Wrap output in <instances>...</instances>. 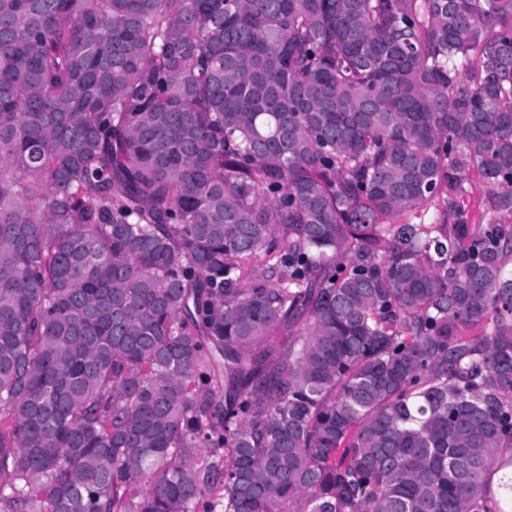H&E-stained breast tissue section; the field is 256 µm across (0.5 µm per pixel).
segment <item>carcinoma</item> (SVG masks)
<instances>
[{
	"instance_id": "obj_1",
	"label": "carcinoma",
	"mask_w": 512,
	"mask_h": 512,
	"mask_svg": "<svg viewBox=\"0 0 512 512\" xmlns=\"http://www.w3.org/2000/svg\"><path fill=\"white\" fill-rule=\"evenodd\" d=\"M506 448L512 0H0V512H512Z\"/></svg>"
}]
</instances>
